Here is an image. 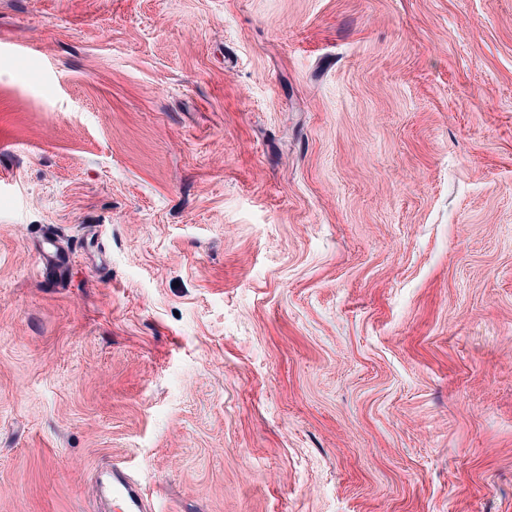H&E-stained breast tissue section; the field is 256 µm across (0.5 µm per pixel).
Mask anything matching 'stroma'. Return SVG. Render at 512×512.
<instances>
[{
    "instance_id": "35a3bbf8",
    "label": "stroma",
    "mask_w": 512,
    "mask_h": 512,
    "mask_svg": "<svg viewBox=\"0 0 512 512\" xmlns=\"http://www.w3.org/2000/svg\"><path fill=\"white\" fill-rule=\"evenodd\" d=\"M115 462L512 512V0H0V512Z\"/></svg>"
}]
</instances>
